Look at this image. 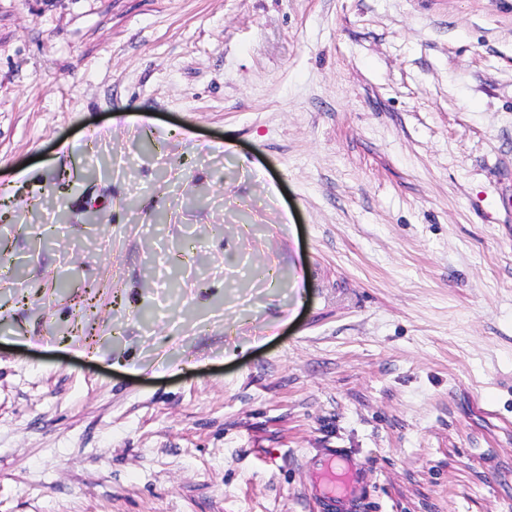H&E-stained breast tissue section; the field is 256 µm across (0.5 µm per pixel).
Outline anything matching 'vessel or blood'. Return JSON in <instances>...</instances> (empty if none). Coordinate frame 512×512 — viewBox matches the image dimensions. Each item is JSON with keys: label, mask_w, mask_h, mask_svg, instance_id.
Here are the masks:
<instances>
[{"label": "vessel or blood", "mask_w": 512, "mask_h": 512, "mask_svg": "<svg viewBox=\"0 0 512 512\" xmlns=\"http://www.w3.org/2000/svg\"><path fill=\"white\" fill-rule=\"evenodd\" d=\"M312 501L320 512H362L366 481L339 448L327 451L311 463Z\"/></svg>", "instance_id": "vessel-or-blood-1"}]
</instances>
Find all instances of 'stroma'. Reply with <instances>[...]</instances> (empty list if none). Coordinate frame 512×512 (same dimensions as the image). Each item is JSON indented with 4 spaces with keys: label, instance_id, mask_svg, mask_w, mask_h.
<instances>
[{
    "label": "stroma",
    "instance_id": "stroma-1",
    "mask_svg": "<svg viewBox=\"0 0 512 512\" xmlns=\"http://www.w3.org/2000/svg\"><path fill=\"white\" fill-rule=\"evenodd\" d=\"M0 512H512V0H0ZM310 498L320 512H361L366 498V481L353 468L340 448L329 450L311 462Z\"/></svg>",
    "mask_w": 512,
    "mask_h": 512
}]
</instances>
